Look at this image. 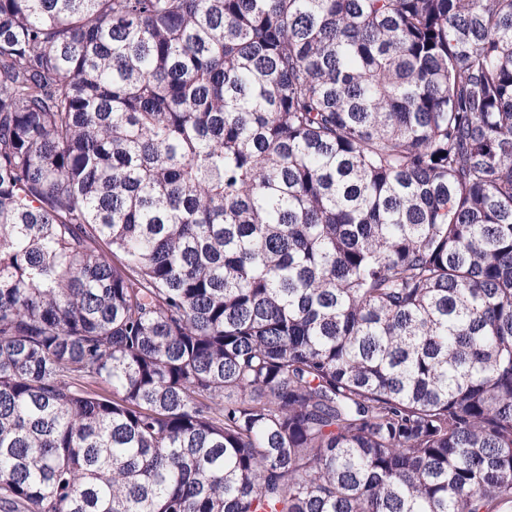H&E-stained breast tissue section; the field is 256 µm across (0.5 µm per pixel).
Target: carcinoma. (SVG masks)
Segmentation results:
<instances>
[{
	"instance_id": "1",
	"label": "carcinoma",
	"mask_w": 512,
	"mask_h": 512,
	"mask_svg": "<svg viewBox=\"0 0 512 512\" xmlns=\"http://www.w3.org/2000/svg\"><path fill=\"white\" fill-rule=\"evenodd\" d=\"M512 505V0H0V512Z\"/></svg>"
}]
</instances>
